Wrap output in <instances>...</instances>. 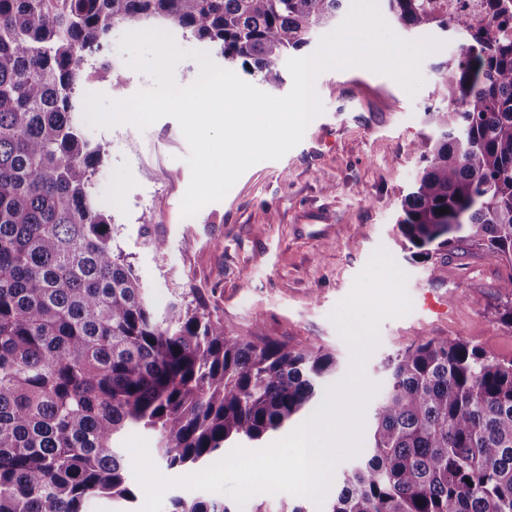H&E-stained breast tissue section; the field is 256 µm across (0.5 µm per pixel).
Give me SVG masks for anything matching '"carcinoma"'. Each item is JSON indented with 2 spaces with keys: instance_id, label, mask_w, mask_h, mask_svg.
I'll return each instance as SVG.
<instances>
[{
  "instance_id": "carcinoma-1",
  "label": "carcinoma",
  "mask_w": 512,
  "mask_h": 512,
  "mask_svg": "<svg viewBox=\"0 0 512 512\" xmlns=\"http://www.w3.org/2000/svg\"><path fill=\"white\" fill-rule=\"evenodd\" d=\"M345 0H0V512H88L130 503L124 433L157 437L171 470L198 472L317 405L333 356L240 336L191 304L158 309L112 248L94 203L100 144L79 122L83 81L124 83L112 29L162 22L271 87ZM404 26L462 37L436 68L444 111L402 202L425 262L461 243L506 268L512 329V0L497 28L448 0H385ZM90 63V70L83 64ZM446 208L442 214L439 209ZM370 452L326 512H512V359L464 339L418 340L388 360ZM169 512H238L176 496Z\"/></svg>"
}]
</instances>
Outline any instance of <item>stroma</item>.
I'll return each mask as SVG.
<instances>
[{
    "label": "stroma",
    "instance_id": "35a3bbf8",
    "mask_svg": "<svg viewBox=\"0 0 512 512\" xmlns=\"http://www.w3.org/2000/svg\"><path fill=\"white\" fill-rule=\"evenodd\" d=\"M389 25L401 38L442 44L424 59L425 82L416 96L365 68L321 72L314 87L323 111L301 143L280 160L251 166L222 200L195 215L182 213L191 171L176 120L86 130L103 150L94 198L113 219V248L133 265L154 303L182 297L239 335L320 349L336 360L331 383L346 376L351 353L330 315L373 253L385 249L408 276L412 309L381 325L365 365L376 386L371 407L386 393L389 357L412 342L462 338L512 358V330L498 315L502 264L464 244L439 260L434 279L428 263L413 260L403 246L401 201L421 167L413 146L433 133L427 113L442 104L436 67L456 54L461 39L438 29L410 30L394 19ZM124 32L113 29L106 55L124 69L125 84L85 82L80 94L123 101L152 87L151 77L127 68L119 53ZM155 237L165 240V253L150 246ZM433 294L450 297L447 313L425 306Z\"/></svg>",
    "mask_w": 512,
    "mask_h": 512
}]
</instances>
